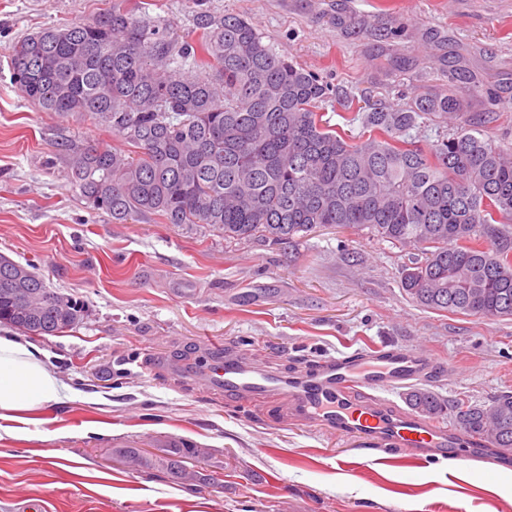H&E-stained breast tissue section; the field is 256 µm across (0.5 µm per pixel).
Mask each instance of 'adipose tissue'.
<instances>
[{
  "instance_id": "ef3b65f1",
  "label": "adipose tissue",
  "mask_w": 512,
  "mask_h": 512,
  "mask_svg": "<svg viewBox=\"0 0 512 512\" xmlns=\"http://www.w3.org/2000/svg\"><path fill=\"white\" fill-rule=\"evenodd\" d=\"M68 395L39 348L20 337L0 335V421L25 422L27 414Z\"/></svg>"
}]
</instances>
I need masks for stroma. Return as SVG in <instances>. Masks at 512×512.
<instances>
[{"instance_id":"obj_1","label":"stroma","mask_w":512,"mask_h":512,"mask_svg":"<svg viewBox=\"0 0 512 512\" xmlns=\"http://www.w3.org/2000/svg\"><path fill=\"white\" fill-rule=\"evenodd\" d=\"M106 3L0 0V254L85 307L75 328L32 339L74 396L0 436V512L29 500L45 512H512V471L496 473L493 460L452 466L369 448L182 373L213 340L286 377L394 344L449 365L452 380L434 387L444 399L487 405L512 392V319L417 306L400 286L409 252L365 230L229 242L207 224H116L90 211L63 173L57 135L119 139L40 111L12 82L9 54L21 37L89 22ZM201 10L245 18L327 82L318 110L353 141L371 107L447 92V73L418 50L433 33L436 58L473 77L469 111L486 115V137L512 147V0H147L146 16L193 39ZM344 12L365 31L337 28ZM187 445L208 455L176 480L112 458L116 448ZM211 466L217 483L201 484Z\"/></svg>"}]
</instances>
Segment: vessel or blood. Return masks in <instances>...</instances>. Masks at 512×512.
Instances as JSON below:
<instances>
[{"mask_svg": "<svg viewBox=\"0 0 512 512\" xmlns=\"http://www.w3.org/2000/svg\"><path fill=\"white\" fill-rule=\"evenodd\" d=\"M186 373L200 378L208 390L239 403L267 399L287 410L296 422L350 432L366 444L414 456H453L464 462L493 456L501 470H512V456L487 441L392 408L388 393L416 383L446 380L447 367L424 349L381 345L326 357L285 378L259 366L248 352L227 350L212 342L197 366L187 368Z\"/></svg>", "mask_w": 512, "mask_h": 512, "instance_id": "b4317fda", "label": "vessel or blood"}]
</instances>
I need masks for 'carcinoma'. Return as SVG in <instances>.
Here are the masks:
<instances>
[{"label":"carcinoma","instance_id":"carcinoma-1","mask_svg":"<svg viewBox=\"0 0 512 512\" xmlns=\"http://www.w3.org/2000/svg\"><path fill=\"white\" fill-rule=\"evenodd\" d=\"M112 0L89 23L47 27L14 43L12 79L25 98L67 121L101 126L122 147L60 138L67 177L87 207L122 224L157 215L209 224L228 240L290 243L321 226L369 229L413 247L403 291L439 312L512 318V152L485 138L448 68L446 94L363 114L349 142L314 108L329 88L273 51L244 18L201 12L194 41ZM438 117L460 129L427 148L410 130ZM84 305L0 255V323L34 335L76 326ZM410 407L438 417L448 402L413 391ZM457 424L512 449V393L487 407L453 405ZM166 473L203 456L166 449Z\"/></svg>","mask_w":512,"mask_h":512}]
</instances>
